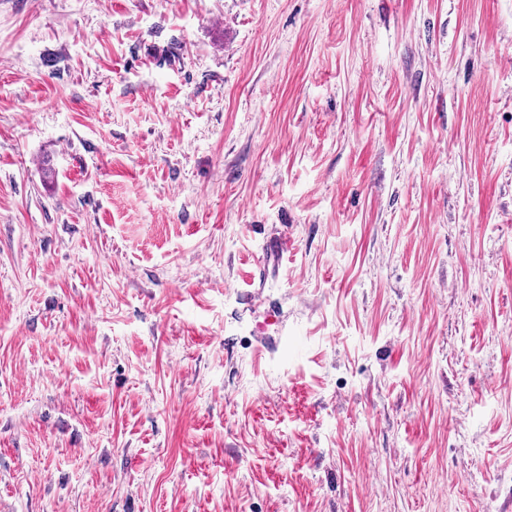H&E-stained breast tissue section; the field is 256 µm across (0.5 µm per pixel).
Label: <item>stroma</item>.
Instances as JSON below:
<instances>
[{
  "mask_svg": "<svg viewBox=\"0 0 512 512\" xmlns=\"http://www.w3.org/2000/svg\"><path fill=\"white\" fill-rule=\"evenodd\" d=\"M0 512H512V0H0Z\"/></svg>",
  "mask_w": 512,
  "mask_h": 512,
  "instance_id": "obj_1",
  "label": "stroma"
}]
</instances>
